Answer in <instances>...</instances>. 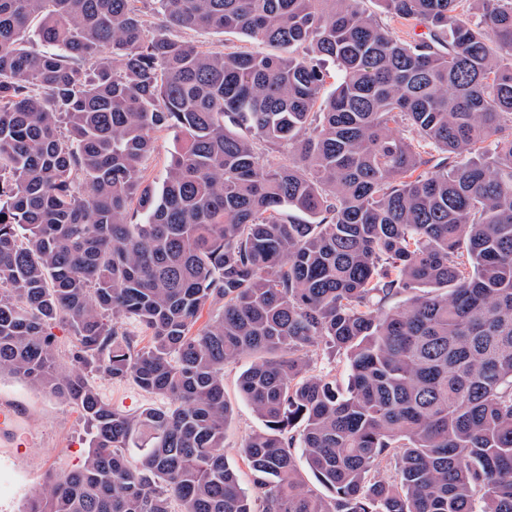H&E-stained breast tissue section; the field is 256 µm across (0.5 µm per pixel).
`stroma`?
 <instances>
[{
	"instance_id": "35a3bbf8",
	"label": "stroma",
	"mask_w": 512,
	"mask_h": 512,
	"mask_svg": "<svg viewBox=\"0 0 512 512\" xmlns=\"http://www.w3.org/2000/svg\"><path fill=\"white\" fill-rule=\"evenodd\" d=\"M172 36L210 50H270L269 45L234 33L176 29ZM183 140L182 132L176 129L158 132L157 148L142 167L146 181H162L172 154L180 149ZM253 361V356L245 355L224 366V397L231 408L224 428V455L235 468L241 487L248 491L253 488L254 475L241 448L251 434L265 428L239 388L241 373ZM87 379L112 407L128 413L165 404L164 398L133 383L116 382L96 371L89 372ZM2 410L11 413L12 421L7 429H0V512H24L28 499L42 490L49 474L69 471L81 464L89 446L91 427L72 405L7 373L0 375Z\"/></svg>"
}]
</instances>
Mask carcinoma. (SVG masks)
<instances>
[{
    "mask_svg": "<svg viewBox=\"0 0 512 512\" xmlns=\"http://www.w3.org/2000/svg\"><path fill=\"white\" fill-rule=\"evenodd\" d=\"M142 2L0 0V375L93 428L24 512H512V0H380L412 41L359 0H152L151 30ZM320 344L346 393L307 374ZM244 354L251 495L224 458ZM89 371L169 404L115 409ZM360 7L366 13L377 17L383 28L389 31L393 36L403 39H409L414 33L420 34L425 31L421 26H414L413 23H405L397 18L388 15L378 0H361ZM172 37L178 40L190 41L203 49L245 50L250 53H270L275 49L267 44L247 39L239 34H219L209 30H173ZM224 46V47H223ZM184 136L177 129H164L157 133V148L145 160L142 175L147 182L160 183L172 154L183 144ZM55 339L54 366L57 371L65 372L72 368L71 350L74 342L71 330L62 324L54 325L52 329Z\"/></svg>",
    "mask_w": 512,
    "mask_h": 512,
    "instance_id": "cac0c4a2",
    "label": "carcinoma"
}]
</instances>
